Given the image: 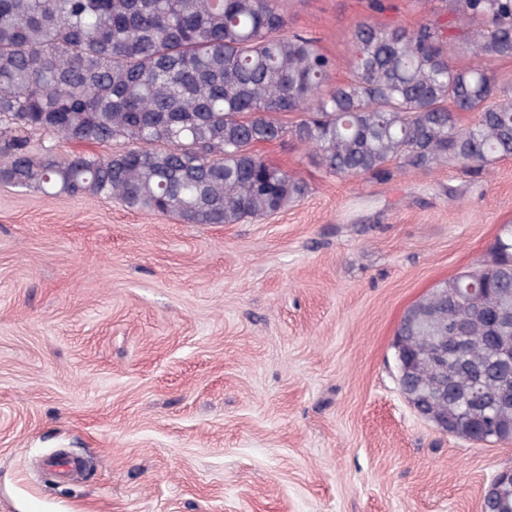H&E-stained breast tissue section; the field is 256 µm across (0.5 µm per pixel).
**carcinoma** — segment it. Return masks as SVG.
I'll return each instance as SVG.
<instances>
[{
  "instance_id": "1",
  "label": "carcinoma",
  "mask_w": 512,
  "mask_h": 512,
  "mask_svg": "<svg viewBox=\"0 0 512 512\" xmlns=\"http://www.w3.org/2000/svg\"><path fill=\"white\" fill-rule=\"evenodd\" d=\"M441 2L448 16L412 29L358 23L334 84L336 61L289 27L281 0H0V182L235 224L308 192L254 151L286 135L340 178L511 158L512 93L488 63L512 59V0ZM456 47L469 63L453 61ZM463 112L475 115L465 127ZM30 132L73 150L35 153ZM121 140L131 148L94 150ZM437 287L448 293L422 296L395 331L424 356L406 385L465 440L487 421L512 430V374L498 367L512 346V225L487 260ZM466 288L491 292L475 301ZM444 337L437 368L427 357ZM475 391L483 406L470 411Z\"/></svg>"
}]
</instances>
